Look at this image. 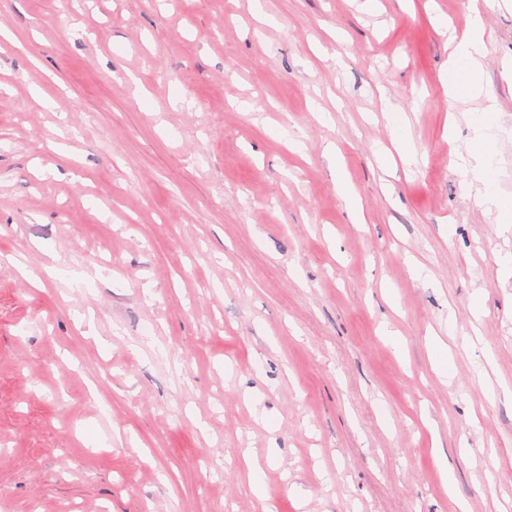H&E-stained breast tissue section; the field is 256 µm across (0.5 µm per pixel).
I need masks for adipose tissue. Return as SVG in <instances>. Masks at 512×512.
<instances>
[{"label": "adipose tissue", "instance_id": "ef3b65f1", "mask_svg": "<svg viewBox=\"0 0 512 512\" xmlns=\"http://www.w3.org/2000/svg\"><path fill=\"white\" fill-rule=\"evenodd\" d=\"M486 21L481 9H473L467 34L448 58V76L444 83L449 99L459 100L480 95L483 91L482 62L486 56ZM495 99H488L480 113L471 118L472 136L456 159L470 175L476 197L497 223H512V196L497 186V143L504 133L499 123Z\"/></svg>", "mask_w": 512, "mask_h": 512}]
</instances>
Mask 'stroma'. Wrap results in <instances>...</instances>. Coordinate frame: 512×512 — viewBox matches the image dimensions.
I'll use <instances>...</instances> for the list:
<instances>
[{
    "instance_id": "obj_1",
    "label": "stroma",
    "mask_w": 512,
    "mask_h": 512,
    "mask_svg": "<svg viewBox=\"0 0 512 512\" xmlns=\"http://www.w3.org/2000/svg\"><path fill=\"white\" fill-rule=\"evenodd\" d=\"M471 7L0 0V512H512V225L443 87Z\"/></svg>"
}]
</instances>
